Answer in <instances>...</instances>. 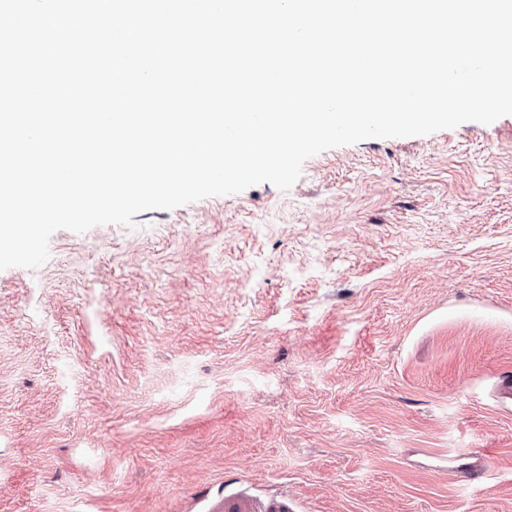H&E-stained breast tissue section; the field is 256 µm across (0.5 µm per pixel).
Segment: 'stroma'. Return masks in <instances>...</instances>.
Segmentation results:
<instances>
[{
	"instance_id": "obj_1",
	"label": "stroma",
	"mask_w": 512,
	"mask_h": 512,
	"mask_svg": "<svg viewBox=\"0 0 512 512\" xmlns=\"http://www.w3.org/2000/svg\"><path fill=\"white\" fill-rule=\"evenodd\" d=\"M49 251L0 271V512H512V115Z\"/></svg>"
}]
</instances>
